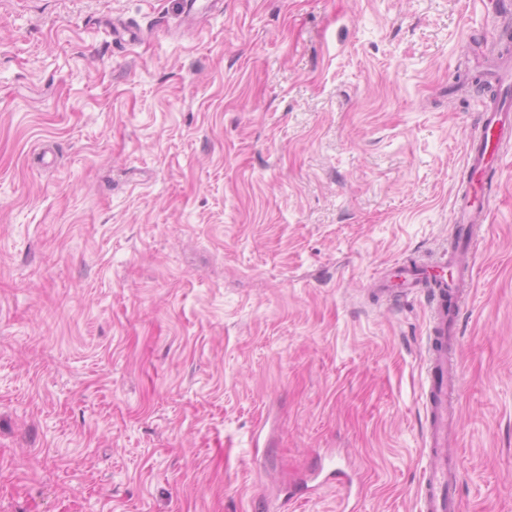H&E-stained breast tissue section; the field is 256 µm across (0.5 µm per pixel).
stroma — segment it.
I'll return each mask as SVG.
<instances>
[{"instance_id": "stroma-1", "label": "stroma", "mask_w": 512, "mask_h": 512, "mask_svg": "<svg viewBox=\"0 0 512 512\" xmlns=\"http://www.w3.org/2000/svg\"><path fill=\"white\" fill-rule=\"evenodd\" d=\"M497 0H0V512H417L424 292ZM458 321L460 512H512V144Z\"/></svg>"}]
</instances>
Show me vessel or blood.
Here are the masks:
<instances>
[{"mask_svg": "<svg viewBox=\"0 0 512 512\" xmlns=\"http://www.w3.org/2000/svg\"><path fill=\"white\" fill-rule=\"evenodd\" d=\"M512 142V107L484 113L480 132L469 150L471 183L460 196L453 243L446 255L433 261H416L402 266L382 280L379 295L389 298L414 288L430 295L431 322L426 355L427 439L432 461L423 470L418 493V512H459V477L451 463L457 446L455 387L458 362L451 351L456 345V328L465 305L463 284L471 276L466 245L477 219L490 204L486 179L498 161L501 148Z\"/></svg>", "mask_w": 512, "mask_h": 512, "instance_id": "1", "label": "vessel or blood"}]
</instances>
